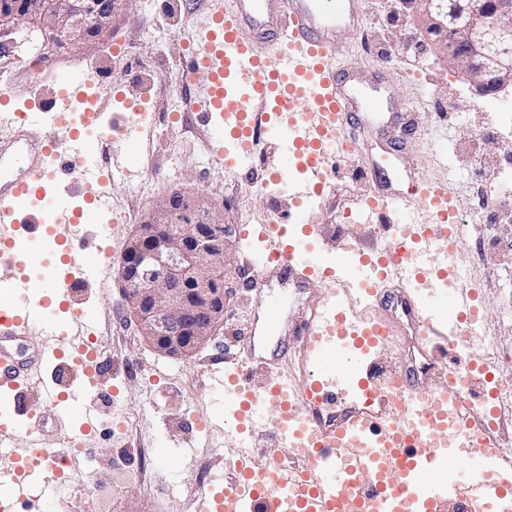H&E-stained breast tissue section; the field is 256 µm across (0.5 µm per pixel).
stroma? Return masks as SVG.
I'll use <instances>...</instances> for the list:
<instances>
[{
    "instance_id": "obj_1",
    "label": "stroma",
    "mask_w": 512,
    "mask_h": 512,
    "mask_svg": "<svg viewBox=\"0 0 512 512\" xmlns=\"http://www.w3.org/2000/svg\"><path fill=\"white\" fill-rule=\"evenodd\" d=\"M360 7L362 26L340 29L336 59L363 80L383 68L393 83V107L406 121L388 132L363 125L349 129L353 148L338 161L332 186L310 220L329 240L351 232L339 214L370 194L369 165L388 160L390 144L402 143L403 178L392 184V191L403 194L411 183L444 180L460 214L479 226L458 257L462 278L476 285L484 308L473 338L487 347L494 379H512V186L494 182L512 173V153L505 149L506 141H512V91L479 96L446 58L395 57L394 45L405 29L402 18L391 16L386 0H360ZM194 22L183 0H151L150 7L136 6L118 19L95 48L44 50L39 31L31 29L20 48L0 57V113L26 111L32 88L40 110L53 112L59 72L92 75L95 108L105 123L92 137L99 157L127 150L125 135L110 129L123 104L138 103L152 112L138 167L150 185L148 193L131 194L120 178H113L107 208L74 228L75 238L100 237L103 248L97 254L78 246L72 254L89 280L73 288L71 297L94 314L104 361L101 383L86 398L99 419L98 430L85 432L77 419L60 423L55 409L42 404L35 392L26 394L24 408L37 411L44 421V446L76 439L83 449L73 456L56 499H39L42 478L32 475L20 512H172L171 494L178 490L186 494L183 512H197L193 487L203 478L231 476L240 446L262 462L287 456L273 438V414H266L248 441L225 435L224 417L234 407L218 404L210 378L217 353L238 354L240 336L263 301L250 286L254 272L241 248L242 234L287 209L288 195L252 193L241 175L215 161L206 129L195 118L181 121L171 112L170 80L181 68L183 34ZM157 24L174 33L159 49L140 39L142 30ZM122 44L129 45V53L115 58ZM175 189L204 195L232 229L224 321L209 343L186 357L165 355L140 334L117 274L136 223ZM162 447L170 449L169 459L158 457Z\"/></svg>"
}]
</instances>
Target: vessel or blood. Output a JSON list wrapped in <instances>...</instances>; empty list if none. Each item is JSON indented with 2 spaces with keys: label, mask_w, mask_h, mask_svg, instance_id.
<instances>
[{
  "label": "vessel or blood",
  "mask_w": 512,
  "mask_h": 512,
  "mask_svg": "<svg viewBox=\"0 0 512 512\" xmlns=\"http://www.w3.org/2000/svg\"><path fill=\"white\" fill-rule=\"evenodd\" d=\"M231 2L223 8L216 0H191L199 21L185 34L191 53L184 69L208 76L202 97L194 101L196 117L219 145L215 158L227 169L248 168L264 138L276 151L273 177L292 161L303 168L304 179L288 185L294 209L287 221L247 230L245 254L257 271L255 290L274 276L298 290L315 280L321 288L292 330L295 344L286 341L290 330L281 303L267 299L261 306L263 336L275 339V349L259 351V336L246 329L239 358L212 372L234 401L225 430H243L261 411L274 409L276 438L289 461L304 462L303 471L294 476L282 466L236 459L234 477L216 479L202 493L205 512H441L450 500L459 512H502L503 503L512 500V460L486 435V411L470 402L479 360L450 356L462 318L476 311V290L461 283L457 251L447 245L448 227L458 218L447 187L416 183L413 193L429 222L392 227L397 240H413L417 250H367L342 242L324 250L313 244L321 233L308 209L335 176L333 161L347 128L388 109L381 87L366 89L336 64V33L360 27L359 0ZM57 83L71 112L47 118L18 112L0 129V268L9 271L0 291L10 296L0 303V410H16L33 388L60 416L82 415L91 431L96 416L82 408L77 394L42 372L44 363L65 352L88 376L100 371L97 354L70 342V328L58 315L61 306H69L71 327L90 328L87 313L72 306L70 296L83 271L60 259L50 270L45 295L35 302L20 300L33 263L18 234L21 223L31 222L34 232L65 250L75 213L57 186L94 204L101 198L102 181L88 169L91 146L71 113L83 112L90 124L100 115L87 109L82 78L63 73ZM45 122L51 133L41 132ZM15 167L20 175H12ZM406 205V199L382 188L355 202L368 223ZM433 245L439 252L432 259ZM36 329L52 346L16 358L11 342ZM404 336L414 338L426 369L377 370V356ZM256 367L266 377L255 385L250 372ZM17 427L0 417V459H11L13 469L11 483L0 487V512H16L36 470L46 495H54L71 460L69 449L39 444L14 454ZM460 433L468 451L462 467L453 469L446 460Z\"/></svg>",
  "instance_id": "obj_1"
}]
</instances>
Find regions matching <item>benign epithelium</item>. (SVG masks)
Segmentation results:
<instances>
[{"label": "benign epithelium", "instance_id": "benign-epithelium-1", "mask_svg": "<svg viewBox=\"0 0 512 512\" xmlns=\"http://www.w3.org/2000/svg\"><path fill=\"white\" fill-rule=\"evenodd\" d=\"M424 30H453L469 46L460 55L439 39L424 43L458 69L479 95L512 88V0H416ZM132 0H108L89 12L86 0H34L29 24L64 49L105 41L114 21L129 13ZM20 0H0V56L12 51L20 31ZM192 213L190 222L176 221ZM231 234L223 213L202 195L173 191L162 197L139 225L136 238L148 245L141 261H124L118 277L143 336L159 351L185 356L207 344L224 317V256Z\"/></svg>", "mask_w": 512, "mask_h": 512}]
</instances>
